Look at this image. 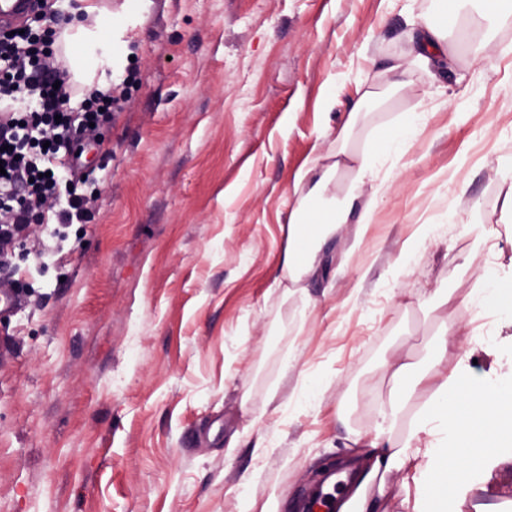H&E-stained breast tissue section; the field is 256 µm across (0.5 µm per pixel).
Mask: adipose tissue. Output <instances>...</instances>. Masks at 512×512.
Listing matches in <instances>:
<instances>
[{"instance_id": "obj_1", "label": "adipose tissue", "mask_w": 512, "mask_h": 512, "mask_svg": "<svg viewBox=\"0 0 512 512\" xmlns=\"http://www.w3.org/2000/svg\"><path fill=\"white\" fill-rule=\"evenodd\" d=\"M436 16L422 19L414 47V61L439 64L448 58L447 38L457 28L463 0H439ZM104 36L100 28L73 24L70 43L86 50L89 65L81 76L86 90L97 87L98 68L111 67L112 57L99 53ZM357 98L342 121L333 128V149L312 151L294 179L296 195L288 244L280 268V280L289 281L298 292H305L328 261L325 244L344 225L357 229L353 246H360L369 224L375 218L374 198L363 197L361 188L375 182L384 162L399 156L421 131L426 115L412 112L392 123L378 125L364 149L349 146L355 127L369 111L377 94L359 85ZM461 328L449 324L441 345L433 355V371H416L414 363L397 359L391 365L395 383L386 403L380 407V421L367 451L357 452L349 468L363 479L355 490L356 506L340 505L339 512H377L375 502L366 496V485L375 477L404 469L420 453L415 443L420 433L442 434L448 445L428 446L431 466L422 477L423 494L431 503L444 506L454 499L464 480L501 448L512 447V384L474 393L465 387L460 369L439 374L447 364L450 350L456 349ZM419 403L418 415L404 442H395L392 428L399 413L410 403Z\"/></svg>"}]
</instances>
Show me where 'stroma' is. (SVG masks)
Returning <instances> with one entry per match:
<instances>
[{
	"label": "stroma",
	"mask_w": 512,
	"mask_h": 512,
	"mask_svg": "<svg viewBox=\"0 0 512 512\" xmlns=\"http://www.w3.org/2000/svg\"><path fill=\"white\" fill-rule=\"evenodd\" d=\"M137 2H105L123 34L103 78L126 90L84 144L89 220L0 268V512H300L347 437L373 435L386 360L427 365L447 321L473 332L471 390L512 382V313L471 294L512 283V20L486 30L468 0L476 37L449 34L444 81L412 70L355 128L360 149L376 124L429 113L384 187L363 186L378 209L360 247L353 225L337 234L348 267L304 298L273 285L294 177L357 82L408 57L402 7L430 17L436 0ZM304 370L323 393L288 411ZM426 463L386 476L384 512H429ZM448 512H512V447Z\"/></svg>",
	"instance_id": "1"
}]
</instances>
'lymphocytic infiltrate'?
Instances as JSON below:
<instances>
[{
  "instance_id": "f902f5d3",
  "label": "lymphocytic infiltrate",
  "mask_w": 512,
  "mask_h": 512,
  "mask_svg": "<svg viewBox=\"0 0 512 512\" xmlns=\"http://www.w3.org/2000/svg\"><path fill=\"white\" fill-rule=\"evenodd\" d=\"M41 30H0V260L28 237L30 225L84 223L77 132L112 121L113 92L78 97L67 67L42 74L53 53Z\"/></svg>"
}]
</instances>
